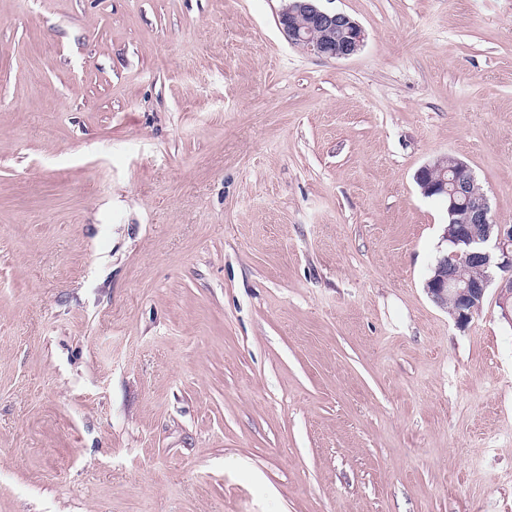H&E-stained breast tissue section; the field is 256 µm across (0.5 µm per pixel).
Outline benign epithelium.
<instances>
[{
	"mask_svg": "<svg viewBox=\"0 0 512 512\" xmlns=\"http://www.w3.org/2000/svg\"><path fill=\"white\" fill-rule=\"evenodd\" d=\"M321 0H287L277 24L294 46L324 59H349L365 42V31L349 15L328 10ZM475 176L468 164L436 160L421 167L416 182L423 195L439 194L448 200L450 225L442 241L441 255L425 284L427 294L460 326H466L482 310L492 281L491 271L503 273L499 290L502 315L512 323V225L495 223L485 193L472 189ZM465 264L482 277L467 278L459 272Z\"/></svg>",
	"mask_w": 512,
	"mask_h": 512,
	"instance_id": "1",
	"label": "benign epithelium"
}]
</instances>
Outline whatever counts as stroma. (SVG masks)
<instances>
[{
    "instance_id": "35a3bbf8",
    "label": "stroma",
    "mask_w": 512,
    "mask_h": 512,
    "mask_svg": "<svg viewBox=\"0 0 512 512\" xmlns=\"http://www.w3.org/2000/svg\"><path fill=\"white\" fill-rule=\"evenodd\" d=\"M0 0V512H512V323L424 284L512 224V0ZM323 0H287L277 24L294 46L324 59H349L365 42V31L349 15L328 10ZM474 180L469 165L457 159L450 166L436 160L416 173L423 195L446 197L450 217L442 235L446 253L438 258L425 289L458 326L465 327L482 310L491 271L497 269L503 273L499 306L512 323V225L495 224L487 195L472 189ZM461 263L486 274L466 278L459 272ZM477 271L472 273L477 275Z\"/></svg>"
}]
</instances>
